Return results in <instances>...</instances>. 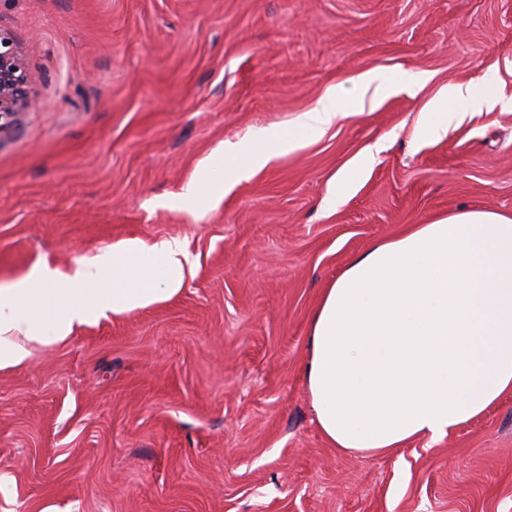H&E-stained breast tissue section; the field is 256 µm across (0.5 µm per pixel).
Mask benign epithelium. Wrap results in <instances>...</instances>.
Returning a JSON list of instances; mask_svg holds the SVG:
<instances>
[{
    "mask_svg": "<svg viewBox=\"0 0 512 512\" xmlns=\"http://www.w3.org/2000/svg\"><path fill=\"white\" fill-rule=\"evenodd\" d=\"M27 85L20 49L8 33L0 30V133L19 113L38 106Z\"/></svg>",
    "mask_w": 512,
    "mask_h": 512,
    "instance_id": "7a95c632",
    "label": "benign epithelium"
}]
</instances>
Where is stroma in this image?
I'll return each instance as SVG.
<instances>
[{
    "label": "stroma",
    "mask_w": 512,
    "mask_h": 512,
    "mask_svg": "<svg viewBox=\"0 0 512 512\" xmlns=\"http://www.w3.org/2000/svg\"><path fill=\"white\" fill-rule=\"evenodd\" d=\"M0 28L41 104L0 133V288L128 238L189 256L176 296L0 370V512H512V393L378 457L330 446L304 378L353 258L461 207L512 214V0H0ZM404 70L429 80L182 199L225 144ZM487 74L504 105L422 136Z\"/></svg>",
    "instance_id": "stroma-1"
}]
</instances>
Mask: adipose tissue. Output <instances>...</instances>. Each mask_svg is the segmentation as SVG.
<instances>
[{"label":"adipose tissue","mask_w":512,"mask_h":512,"mask_svg":"<svg viewBox=\"0 0 512 512\" xmlns=\"http://www.w3.org/2000/svg\"><path fill=\"white\" fill-rule=\"evenodd\" d=\"M369 72L354 94L329 93L304 112L299 133L262 129L227 147L231 160L187 184L210 199L392 84ZM486 82L452 85L423 115L422 134L447 133L459 113L494 108ZM187 255L179 240L127 239L70 272L44 266L0 288V369L32 343L66 339L74 324L124 316L177 295ZM304 375L321 434L332 447L389 455L437 440L512 392V215L459 209L371 245L324 288L310 322Z\"/></svg>","instance_id":"adipose-tissue-1"}]
</instances>
